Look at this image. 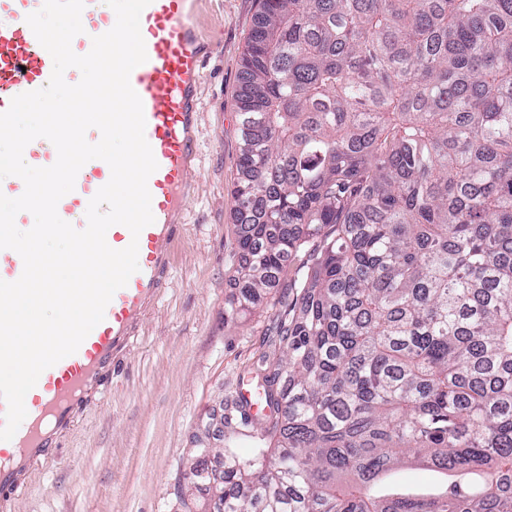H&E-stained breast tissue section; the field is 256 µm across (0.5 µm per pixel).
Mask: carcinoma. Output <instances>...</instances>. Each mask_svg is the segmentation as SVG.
<instances>
[{"label": "carcinoma", "instance_id": "1", "mask_svg": "<svg viewBox=\"0 0 512 512\" xmlns=\"http://www.w3.org/2000/svg\"><path fill=\"white\" fill-rule=\"evenodd\" d=\"M240 65L224 315L282 289V354L269 413L238 403L251 457L195 483L214 512H512V0H260ZM398 479L417 487H429L437 479L435 472L416 465H408L398 473Z\"/></svg>", "mask_w": 512, "mask_h": 512}]
</instances>
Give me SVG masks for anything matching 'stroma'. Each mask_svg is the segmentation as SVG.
<instances>
[{
  "label": "stroma",
  "instance_id": "obj_1",
  "mask_svg": "<svg viewBox=\"0 0 512 512\" xmlns=\"http://www.w3.org/2000/svg\"><path fill=\"white\" fill-rule=\"evenodd\" d=\"M258 0H199L195 23L212 50L201 65L194 183L169 285L121 358L105 398L85 412L55 453L39 463L0 512H188L203 495L191 480L194 451L225 448L249 457L236 418L238 382L279 347L282 313L268 297L245 319L225 317L240 263L232 196L239 155L240 60Z\"/></svg>",
  "mask_w": 512,
  "mask_h": 512
}]
</instances>
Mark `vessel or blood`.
Here are the masks:
<instances>
[{"instance_id": "1", "label": "vessel or blood", "mask_w": 512, "mask_h": 512, "mask_svg": "<svg viewBox=\"0 0 512 512\" xmlns=\"http://www.w3.org/2000/svg\"><path fill=\"white\" fill-rule=\"evenodd\" d=\"M43 4L44 0H0V112L8 109L13 97L40 89L50 80L52 57L26 22L27 15ZM192 14L191 0H151L141 14L147 60L132 71L130 83L143 103L145 136L158 163L147 182L155 221L136 238L122 225L108 229L106 242L113 249L137 242L139 270L115 292L103 321L78 350L43 371L27 393L26 417L11 440H0V495L18 492L33 465L58 448L78 414L101 399L118 368L119 353L131 346L168 282L197 152L199 115L194 105L208 50L191 22ZM81 21L84 31L71 46L84 55L93 37L111 30L114 23L100 11L99 0H86ZM24 153L36 167L51 166L57 159L54 145L44 138L30 142ZM110 177L108 164L83 166L73 190L57 205L59 217L84 229L88 204ZM23 269L16 251L0 249V280L16 281Z\"/></svg>"}]
</instances>
